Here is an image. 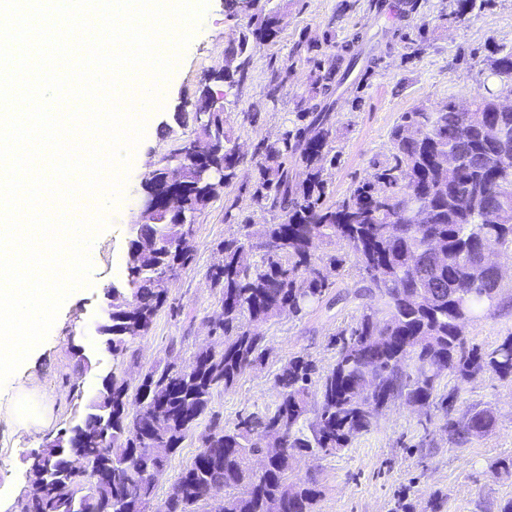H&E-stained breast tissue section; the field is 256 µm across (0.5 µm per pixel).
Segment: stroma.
Masks as SVG:
<instances>
[{
    "instance_id": "35a3bbf8",
    "label": "stroma",
    "mask_w": 512,
    "mask_h": 512,
    "mask_svg": "<svg viewBox=\"0 0 512 512\" xmlns=\"http://www.w3.org/2000/svg\"><path fill=\"white\" fill-rule=\"evenodd\" d=\"M270 5L280 16L278 38L253 44L246 79L223 89L226 126L244 160L236 177L198 215L193 259L171 281L148 334L119 364L88 330L104 314L107 290L126 281L121 269L145 181L194 130L177 125L175 115L194 112L205 74L223 66L225 47L247 25L245 17L227 15L224 0H209L171 78L167 101L144 118L142 149L148 162L128 168L125 194L103 213L105 225L94 233L89 251L88 285L60 309L45 341L0 387V512H17L18 499L29 489L31 453L47 435L83 415L113 369L135 386L152 366L173 360L188 364L200 347L214 343L210 325L220 312V291L206 272L220 260V245L240 236L243 225L279 221L278 211L250 200L258 178L256 151L284 129L303 125L299 114L308 103L302 94L311 74L306 43L333 54L358 32L376 58L371 69L356 67L337 93L332 123L338 157L326 170L330 204L370 178L373 161L389 156L391 131L402 113L451 97L466 103L498 89L488 58L492 51L512 50V0H483L461 18L455 15L457 0H418L413 11L378 16L369 12L368 0H271ZM495 253L504 268L499 306L464 328L469 343L485 350L512 333V249L499 246ZM354 314L351 305L321 304L303 316L284 313L263 323L270 357L247 369L232 388H217L211 413L230 426L274 406L280 392L275 375L296 353L310 355L319 370H328L338 351L332 340ZM33 375L51 423L47 433L29 436L13 426L10 411L19 386ZM444 382L457 384L451 376ZM460 387L451 414L399 400L379 414L369 432L336 454H296L289 480H316L317 512H500L512 500V474L499 466L500 460H512V379L487 371ZM473 406L493 411L492 430L463 444L449 441L446 417H459Z\"/></svg>"
}]
</instances>
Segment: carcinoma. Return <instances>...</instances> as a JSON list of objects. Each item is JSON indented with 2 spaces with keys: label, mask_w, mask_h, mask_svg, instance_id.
<instances>
[{
  "label": "carcinoma",
  "mask_w": 512,
  "mask_h": 512,
  "mask_svg": "<svg viewBox=\"0 0 512 512\" xmlns=\"http://www.w3.org/2000/svg\"><path fill=\"white\" fill-rule=\"evenodd\" d=\"M270 0H225L229 16L248 18L238 42L224 49V70L204 84L193 121L213 98V87L244 79L252 42H272L279 32L278 12ZM351 45L326 64L318 59L319 46L309 61L314 71L306 98L325 97L340 86L361 61ZM492 75L501 91L512 95V51L490 59ZM494 94L476 98L472 106L483 111L489 128L502 113L493 111ZM330 106L312 107L309 123L287 130L264 147L257 161L259 179L253 204L281 213L278 224H264L242 239L224 242L222 259L206 277L221 288L224 309L223 341L194 353L187 365L168 362L153 366L135 393L121 375L112 374L99 395L87 405L81 438L75 446L42 448L31 454V490L19 501L20 512H151L158 477L208 413L214 390L229 389L245 370L269 355L260 325L285 307L299 316L324 301L333 282L327 266H342L315 257V243L324 241L352 253L361 279L354 288L327 301L359 302L353 326L338 333L334 365L322 374L309 356L296 354L281 363L275 381L280 401L265 413L242 417L232 426L213 416L200 434V446L190 466L172 485L170 512H205L210 488L224 485V512H316V481H288L291 454L318 451L326 455L346 447L358 434L375 425L374 409L363 408L357 393L368 386L374 405L407 399L425 407L448 411L457 390L440 392L445 371L469 381L485 370L512 377V334L483 351L459 335L457 323L488 315L485 294L500 290L492 276L477 282L470 270L477 265L479 240L493 237L512 246L511 224H485L470 198L477 182L490 195H501L512 205V164L493 158L498 152L487 131L466 125V113L450 98L431 107L403 113L391 132L393 152L372 162L374 173L336 203H325L326 166L336 161ZM210 160L224 166V183L236 175L241 156L229 130L215 117ZM452 153L460 163L452 170L436 161ZM299 156L298 177H288L283 159ZM185 182L178 196L183 211L195 216L218 195L220 187L193 180L185 166ZM422 196L429 209L426 224L398 217L411 193ZM192 224H141L135 243L160 255L175 270L192 259ZM436 241L447 264L433 265L437 282L434 300L417 306L408 297L426 283L425 245ZM259 251L260 258L243 263L240 253ZM128 287L110 289L112 330L106 343L112 356L127 354L145 336L156 312L168 297L174 276L136 257L126 264ZM248 319L251 326H242ZM488 409L469 408L459 420L446 421L457 443L482 436L492 428ZM80 454L96 470H112V484L95 481L68 466Z\"/></svg>",
  "instance_id": "1"
}]
</instances>
